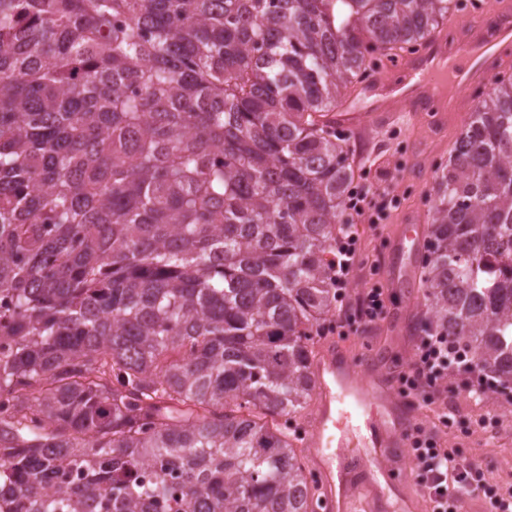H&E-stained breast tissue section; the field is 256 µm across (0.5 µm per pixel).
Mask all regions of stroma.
Instances as JSON below:
<instances>
[{"label":"stroma","instance_id":"1","mask_svg":"<svg viewBox=\"0 0 512 512\" xmlns=\"http://www.w3.org/2000/svg\"><path fill=\"white\" fill-rule=\"evenodd\" d=\"M481 89V84H471L457 112H400L392 120L344 131L360 169L359 183L387 171L395 191L402 195L386 223L354 224L359 252L345 299L355 301L371 274L385 276L392 264L408 266L411 276L404 285L387 288L383 320L367 330L336 337L335 342L354 357L371 358L395 391L401 387L399 375L411 362L417 343L409 325L422 312L419 275L430 232L435 169L447 160ZM408 224L419 226V238L413 252L401 255L394 250L393 240ZM481 419L491 421L490 432L478 429ZM415 423L447 447L458 449L462 457L481 461L493 478L512 479V396L491 391L474 400L464 391L461 378L455 377L449 379L443 399L418 404Z\"/></svg>","mask_w":512,"mask_h":512}]
</instances>
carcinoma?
I'll return each instance as SVG.
<instances>
[{"mask_svg": "<svg viewBox=\"0 0 512 512\" xmlns=\"http://www.w3.org/2000/svg\"><path fill=\"white\" fill-rule=\"evenodd\" d=\"M459 0H0V500L315 512V390L356 178L328 114ZM424 316L512 385V78L433 185Z\"/></svg>", "mask_w": 512, "mask_h": 512, "instance_id": "carcinoma-1", "label": "carcinoma"}]
</instances>
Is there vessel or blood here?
<instances>
[{"label":"vessel or blood","mask_w":512,"mask_h":512,"mask_svg":"<svg viewBox=\"0 0 512 512\" xmlns=\"http://www.w3.org/2000/svg\"><path fill=\"white\" fill-rule=\"evenodd\" d=\"M510 42L512 7L470 15L456 46L429 40L398 64L394 75H402L401 86H394V75H388L367 84L363 92L379 101L383 112L432 107L445 88L453 90L456 99H463L470 81L493 78L487 61L499 45ZM312 371L318 409L308 423L305 443L319 475L316 497L320 512H358L362 507L380 512L382 502L373 484L344 481L351 465L336 456L337 449L346 444L339 429L360 430L364 445L370 449V461L377 464L388 449L406 445L413 414L391 390H380L369 362L360 363L340 353L335 343L321 344Z\"/></svg>","instance_id":"1"}]
</instances>
